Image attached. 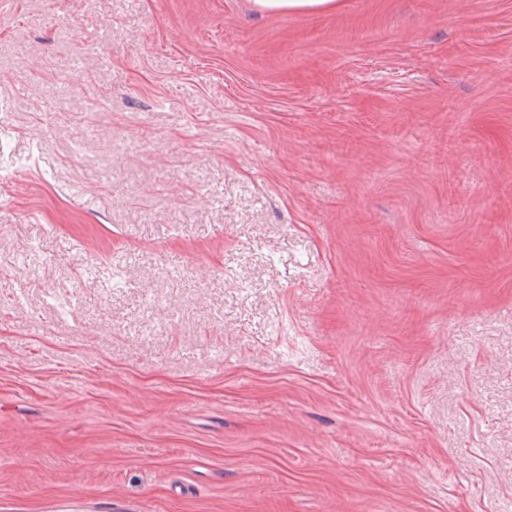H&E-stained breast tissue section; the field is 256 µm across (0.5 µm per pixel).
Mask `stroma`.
I'll list each match as a JSON object with an SVG mask.
<instances>
[{
	"instance_id": "35a3bbf8",
	"label": "stroma",
	"mask_w": 512,
	"mask_h": 512,
	"mask_svg": "<svg viewBox=\"0 0 512 512\" xmlns=\"http://www.w3.org/2000/svg\"><path fill=\"white\" fill-rule=\"evenodd\" d=\"M117 503L512 512V0L0 7V512ZM253 10L260 15L291 12L327 13L342 7L341 0H252Z\"/></svg>"
}]
</instances>
